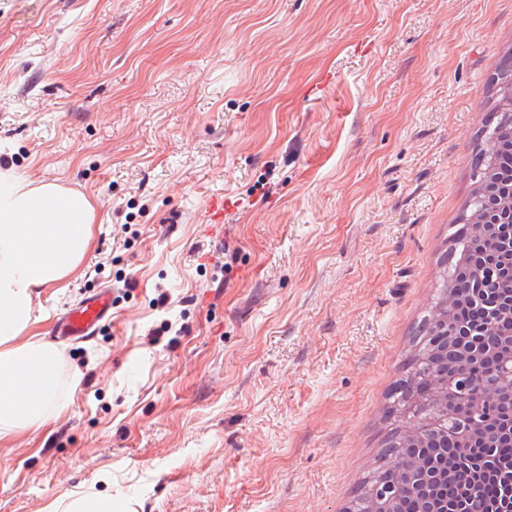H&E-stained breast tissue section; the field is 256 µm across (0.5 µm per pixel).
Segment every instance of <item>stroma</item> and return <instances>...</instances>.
<instances>
[{"instance_id":"1","label":"stroma","mask_w":512,"mask_h":512,"mask_svg":"<svg viewBox=\"0 0 512 512\" xmlns=\"http://www.w3.org/2000/svg\"><path fill=\"white\" fill-rule=\"evenodd\" d=\"M510 53L512 0H0V167L96 212L35 332L112 291L0 512H344ZM64 512H112V495L95 496L92 500L81 492H73Z\"/></svg>"}]
</instances>
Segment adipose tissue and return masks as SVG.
I'll return each mask as SVG.
<instances>
[{
	"mask_svg": "<svg viewBox=\"0 0 512 512\" xmlns=\"http://www.w3.org/2000/svg\"><path fill=\"white\" fill-rule=\"evenodd\" d=\"M94 222L84 193L0 170V440L35 424L56 402L58 351L33 333L34 293L83 261Z\"/></svg>",
	"mask_w": 512,
	"mask_h": 512,
	"instance_id": "obj_1",
	"label": "adipose tissue"
}]
</instances>
